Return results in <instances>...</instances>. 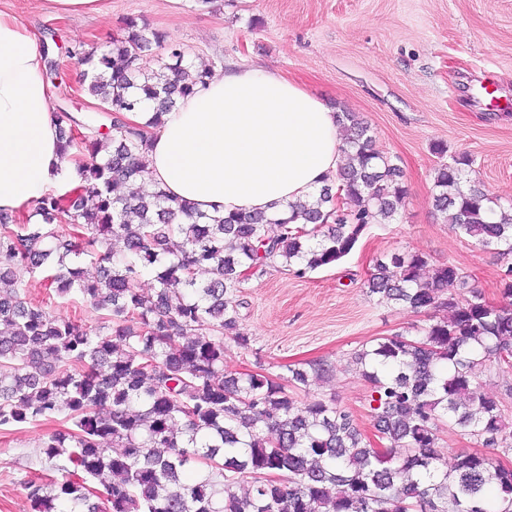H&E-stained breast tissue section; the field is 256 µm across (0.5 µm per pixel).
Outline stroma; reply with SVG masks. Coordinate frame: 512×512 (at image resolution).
<instances>
[{
  "label": "stroma",
  "mask_w": 512,
  "mask_h": 512,
  "mask_svg": "<svg viewBox=\"0 0 512 512\" xmlns=\"http://www.w3.org/2000/svg\"><path fill=\"white\" fill-rule=\"evenodd\" d=\"M102 8L60 18L42 0H0L41 41L76 53L105 45L136 17L194 64L280 73L329 107L358 113L402 169L408 194L395 220L369 225L334 266L302 278L277 268L250 275L237 295L250 345L224 342V367L233 372L277 376L290 366L331 364L310 397L335 399L371 432V388L352 354L376 338L414 332L430 317L369 294L376 259L416 252L433 268L451 263L488 302H508L501 291L507 260L446 224L432 194L435 168L465 155L488 196L512 198V0H102ZM78 73L71 59L49 82L55 110L82 117L96 102ZM439 142L447 154L434 153ZM26 294L60 316L100 324L91 305L57 298L39 274L27 276ZM61 427L0 431V512H31L23 484L43 475L41 439Z\"/></svg>",
  "instance_id": "obj_1"
}]
</instances>
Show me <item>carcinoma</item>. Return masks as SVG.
Returning <instances> with one entry per match:
<instances>
[{
	"mask_svg": "<svg viewBox=\"0 0 512 512\" xmlns=\"http://www.w3.org/2000/svg\"><path fill=\"white\" fill-rule=\"evenodd\" d=\"M163 43L130 18L122 36L80 53L81 83L114 114L153 104L157 124L210 75L206 66L190 75L177 47L144 67V52ZM57 119L79 183L37 201L40 224L0 211V430L71 422L42 442L45 465L62 479L24 483L32 512H512V467L472 450L444 468L437 454L444 425L512 450L500 406L478 381L488 361L512 368V303L485 301L452 264L425 280L426 256L394 253L367 279L387 302L448 312L415 336L397 332L353 353L372 387L379 448L335 400L298 399L328 365L276 378L224 369V338L250 343L233 299L244 272L332 266L404 204L400 167L358 115L339 113L347 164L279 218L196 213L142 185L118 194L148 175L145 128L115 124L78 139L68 112ZM471 165L459 156L434 169L433 206L476 244L512 257V203L487 197ZM180 214L187 222H176ZM117 240L120 254L110 248ZM84 262L100 275L85 277ZM36 272L57 297L103 312L99 328L31 304L25 277ZM145 272L150 290L140 288ZM195 467L201 474L185 481Z\"/></svg>",
	"mask_w": 512,
	"mask_h": 512,
	"instance_id": "cac0c4a2",
	"label": "carcinoma"
}]
</instances>
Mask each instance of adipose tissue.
Masks as SVG:
<instances>
[{
  "mask_svg": "<svg viewBox=\"0 0 512 512\" xmlns=\"http://www.w3.org/2000/svg\"><path fill=\"white\" fill-rule=\"evenodd\" d=\"M42 45L0 10V209L38 223L32 207L60 182L62 136ZM147 127L148 181L209 214L285 215L344 161L338 114L299 84L260 68L217 71Z\"/></svg>",
  "mask_w": 512,
  "mask_h": 512,
  "instance_id": "1",
  "label": "adipose tissue"
}]
</instances>
